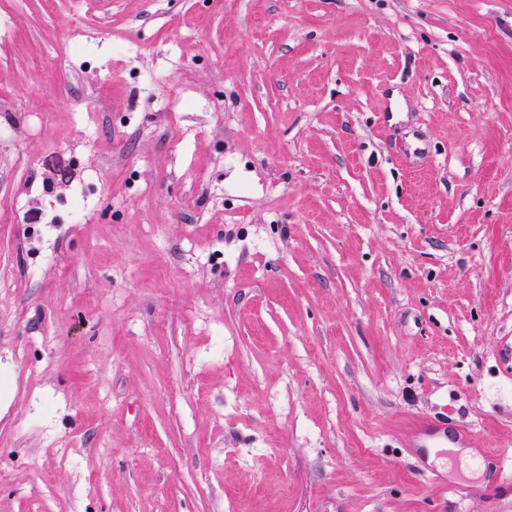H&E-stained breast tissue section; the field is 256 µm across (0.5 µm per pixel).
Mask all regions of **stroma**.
I'll list each match as a JSON object with an SVG mask.
<instances>
[{
    "label": "stroma",
    "instance_id": "35a3bbf8",
    "mask_svg": "<svg viewBox=\"0 0 512 512\" xmlns=\"http://www.w3.org/2000/svg\"><path fill=\"white\" fill-rule=\"evenodd\" d=\"M425 420L512 449V0H0V512H512Z\"/></svg>",
    "mask_w": 512,
    "mask_h": 512
}]
</instances>
